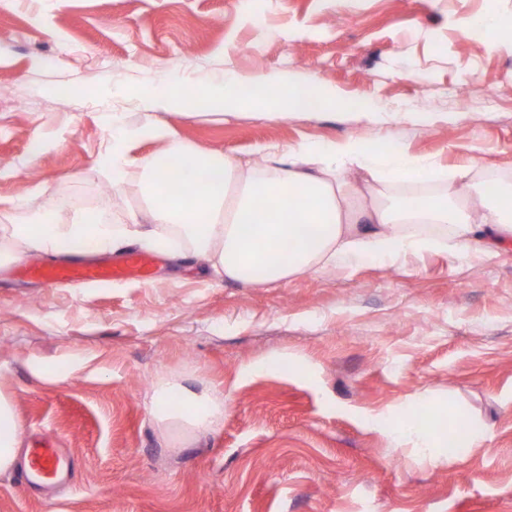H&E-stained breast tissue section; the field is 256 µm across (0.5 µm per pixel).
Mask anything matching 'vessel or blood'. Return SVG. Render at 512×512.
I'll return each instance as SVG.
<instances>
[{"mask_svg":"<svg viewBox=\"0 0 512 512\" xmlns=\"http://www.w3.org/2000/svg\"><path fill=\"white\" fill-rule=\"evenodd\" d=\"M152 266V256L130 254L109 264L88 263L74 258L63 262L33 265L27 267L25 273L28 277L49 285H103L131 278L149 281ZM59 468L60 457L52 438L39 437L30 460L31 474L37 477L54 475Z\"/></svg>","mask_w":512,"mask_h":512,"instance_id":"obj_1","label":"vessel or blood"}]
</instances>
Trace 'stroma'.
I'll return each mask as SVG.
<instances>
[{
    "label": "stroma",
    "instance_id": "35a3bbf8",
    "mask_svg": "<svg viewBox=\"0 0 512 512\" xmlns=\"http://www.w3.org/2000/svg\"><path fill=\"white\" fill-rule=\"evenodd\" d=\"M263 6L259 29L241 0H0V225L57 191L73 200L58 223L97 207L107 115L142 124V97L227 72L329 85L377 115L160 113L185 143L254 161L354 136L512 184V41L458 27L511 18L512 0ZM19 269L0 268V392L24 424L0 512H512V241L490 259L431 251L275 285L218 280L190 256L112 286ZM163 379L222 395L223 423L164 435L150 405ZM427 405L487 442L451 461L396 446L389 420ZM41 434L72 475L21 485ZM503 20L493 11H488L484 15L464 17L459 21V28L466 32L475 25H481L485 31L486 38L489 41H498L503 25Z\"/></svg>",
    "mask_w": 512,
    "mask_h": 512
}]
</instances>
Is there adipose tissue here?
<instances>
[{
	"instance_id": "obj_1",
	"label": "adipose tissue",
	"mask_w": 512,
	"mask_h": 512,
	"mask_svg": "<svg viewBox=\"0 0 512 512\" xmlns=\"http://www.w3.org/2000/svg\"><path fill=\"white\" fill-rule=\"evenodd\" d=\"M189 98L199 107L228 114L243 109L268 119L307 103L305 87L274 84L262 73L246 87L228 73L196 82L185 95L173 91L152 98L148 105L178 111ZM107 123L112 188L122 193L125 172L139 166L148 209L129 211L122 224L99 214L60 224L55 201H48L34 222L0 225V266L31 253L68 255L86 239L93 254L133 243L162 253L176 239L220 279L270 285L311 270L393 262L435 249L489 257L512 240V187L475 200L471 163L450 170L398 145L379 149L348 137L272 146L258 164L198 150L156 120L129 127L112 114ZM146 141L165 148L147 158L131 157L132 147ZM184 165L192 166L196 188L186 196L170 195L171 173ZM419 182L438 185V193H410L394 201L381 197L380 184L410 188ZM259 209L266 219L252 223ZM290 239L296 245L288 250L284 244ZM151 407L160 428L180 430L187 441L224 419L223 400L177 383L156 388ZM23 434L11 399L0 393V475L15 469ZM390 434L395 444L409 441L430 453L441 445L413 409L392 421Z\"/></svg>"
}]
</instances>
